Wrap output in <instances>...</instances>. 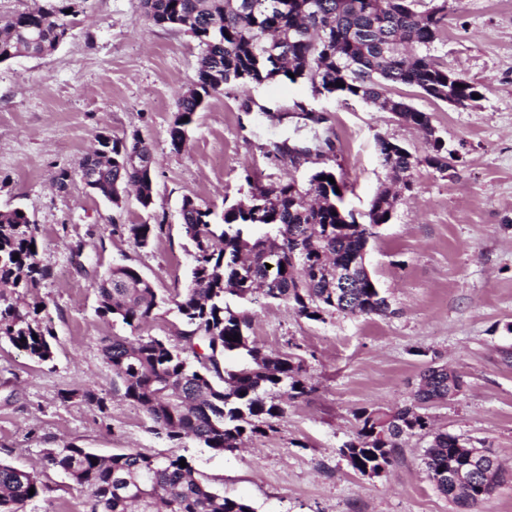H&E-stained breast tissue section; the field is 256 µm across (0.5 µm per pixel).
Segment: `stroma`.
<instances>
[{
	"mask_svg": "<svg viewBox=\"0 0 512 512\" xmlns=\"http://www.w3.org/2000/svg\"><path fill=\"white\" fill-rule=\"evenodd\" d=\"M441 3L447 24L431 53L475 82L481 98L457 108L414 86L388 88L430 115L449 162L444 172L414 169L411 191L368 244V269L392 312L313 321L280 302L250 306L252 340L268 352L297 344L314 391L282 400L272 430L232 452L158 435L101 352L105 340L133 332L177 343L184 325L173 298L187 283L192 249L184 195L219 215L246 199V175L303 184L330 167L347 184L346 207L363 213L387 179L378 138L418 156L427 139L373 105L277 78L206 99L185 147L173 150L176 101L201 49L189 34L155 26L141 0H85L55 51L0 64V212L23 209L39 227L38 260L49 275L27 301L54 334L45 362L0 341V461L39 470L51 488L25 512H90L88 493L41 466L46 449L69 444L106 457L134 448L186 458L199 481L255 512H457L422 468L424 436L403 442L375 477L340 454L356 412L408 404L434 362L462 379L448 401L428 408L435 429L492 449L512 468V360L503 356L512 348V0H424ZM104 131L150 143V210L134 194L116 207L83 187L79 164ZM294 148L310 158L295 164ZM157 223L163 235L143 247L125 230ZM116 264L137 269L161 299L135 331L98 311L96 283ZM86 390L102 406L82 403Z\"/></svg>",
	"mask_w": 512,
	"mask_h": 512,
	"instance_id": "1",
	"label": "stroma"
}]
</instances>
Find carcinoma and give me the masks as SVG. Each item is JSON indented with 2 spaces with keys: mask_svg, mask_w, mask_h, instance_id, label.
<instances>
[{
  "mask_svg": "<svg viewBox=\"0 0 512 512\" xmlns=\"http://www.w3.org/2000/svg\"><path fill=\"white\" fill-rule=\"evenodd\" d=\"M84 0H40L21 11H0V63L21 55L44 56L67 37L68 13ZM252 0H141L146 16L157 26L183 30L201 47L196 78L176 103L169 136L173 149L187 142L188 128L201 103L231 87L247 89L274 77L305 80L317 94L337 95L410 115L408 124L424 128L430 115L387 92L390 84L419 88L437 101L448 102V76L455 78V106L474 102L477 88L465 77L430 54V46L445 25L443 6L418 9L420 0H281L280 11L255 12ZM282 42L286 65L259 63L253 58L261 40ZM188 121H183V118ZM100 154L83 161L99 166L98 194L107 198L118 190L136 188L145 209L153 204L152 175L130 161L153 158L150 145L135 133L114 139L101 133ZM382 166L395 183L411 189V172L424 164L448 170L444 145H430L424 157L388 153L378 141ZM331 168L314 171L305 186L296 182L263 185L246 176L249 196L224 208L222 223L211 222L212 210L186 195L182 200L185 235L193 244L191 279L175 295V305L187 330L181 345L158 338L133 343L114 336L102 348L105 362L120 382L123 396L138 405L170 441L191 436L215 451H233L244 440L262 435L283 414L269 399L281 391L289 398L309 393L302 359L293 352H266L250 340L251 315L230 303L270 300L285 303L299 316L321 320L329 313L384 315L385 297L376 282L362 278L349 300L336 298L332 271L344 269L374 237V225L391 218V190L380 187L371 204L367 224H348L346 208L327 181ZM266 198L262 212L264 232L254 229L256 196ZM15 208L0 212V340L47 361L52 356L50 329L37 307L25 302L30 289L49 276L30 246L38 245L39 227ZM162 224H127L125 231L138 245L163 233ZM249 264L245 283L239 269ZM99 309L130 328L150 320L157 296L150 282L133 267H113L96 283ZM239 336L234 341L232 337ZM202 344L200 354L196 346ZM461 379L447 366H429L409 405L377 413H358L360 425L340 454L363 475H379L394 461L400 442L422 432L431 436L424 472L437 491L456 505L473 509L496 488L512 481V471L496 464L473 474L457 488L448 487V472L469 464L470 448L463 439L431 431L426 406L459 390ZM43 460L63 470L80 491L89 493L91 512H254L249 502L230 499L198 482L191 464L180 458L148 456L129 449L104 457L67 445L48 448ZM18 468L0 461V512H21L50 488L38 473L16 478ZM34 494H29V489Z\"/></svg>",
  "mask_w": 512,
  "mask_h": 512,
  "instance_id": "1",
  "label": "carcinoma"
}]
</instances>
